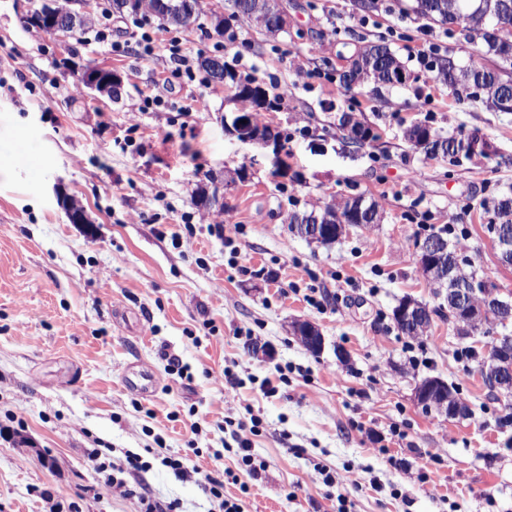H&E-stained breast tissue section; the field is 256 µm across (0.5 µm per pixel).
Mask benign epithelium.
<instances>
[{
	"label": "benign epithelium",
	"mask_w": 512,
	"mask_h": 512,
	"mask_svg": "<svg viewBox=\"0 0 512 512\" xmlns=\"http://www.w3.org/2000/svg\"><path fill=\"white\" fill-rule=\"evenodd\" d=\"M81 83L91 92L100 95H110L112 85L121 82L120 77L114 72L94 66L82 69ZM236 134L243 141H260L265 145L274 146V152H279L281 143L273 134L257 128L251 122L237 123ZM446 248L436 239L420 240L416 245V256L421 271H425L434 277L439 291L447 294L448 304L453 307V314L457 320H465L476 317L479 312L493 311L494 319L480 325V330L488 335L495 334L497 325L506 324L512 320V293H504L492 281L481 280V283L465 285L444 263ZM394 320L398 324L414 326L418 329L426 326V319L418 306L412 302H402L394 309ZM297 335L303 339L315 351L320 352L324 348L325 339L313 325L300 326ZM512 361V351L506 346H498L491 350L488 362L500 364V368L485 372L488 387L500 398V400L512 402V369L508 363ZM447 383L438 377H425L417 382L414 387L413 398L417 405H428L445 415L450 420L467 416V412L461 405L448 398Z\"/></svg>",
	"instance_id": "benign-epithelium-1"
}]
</instances>
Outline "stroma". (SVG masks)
Returning a JSON list of instances; mask_svg holds the SVG:
<instances>
[{
	"label": "stroma",
	"mask_w": 512,
	"mask_h": 512,
	"mask_svg": "<svg viewBox=\"0 0 512 512\" xmlns=\"http://www.w3.org/2000/svg\"><path fill=\"white\" fill-rule=\"evenodd\" d=\"M388 3L367 14L353 0H284L291 25L275 38L235 22L239 73L291 93L262 115L284 137L283 174L270 148L231 133L232 84L171 78L162 52L113 51L136 41L122 17L109 43L91 29L49 39L24 21L31 0H0V512H140L143 496L219 512L198 486L206 474L243 512H512V426L499 427L481 377L489 338L462 361L447 319L413 339L392 316L405 298L439 305L415 242L446 224L466 230L474 269L512 292L482 208L512 192V112L458 102L413 59L425 20L410 0ZM430 29L460 63L482 49ZM372 42L396 52L406 85L340 84ZM91 64L121 76L118 98L72 93ZM156 95L173 109L142 110ZM344 114L380 140L346 145ZM415 121L497 152L428 156L404 138ZM20 141L32 165L13 161ZM212 178L219 202L206 207ZM355 195L378 203L379 224L331 245L290 231L292 211ZM67 197L87 223H71ZM220 217L241 227L232 242ZM299 321L322 333V353L295 337ZM142 368L161 379L147 396L125 384ZM227 370L238 385L214 384ZM426 376L452 383L472 416L422 412L412 388ZM233 420L257 423L258 473L238 462ZM91 448L116 463L141 455L144 469L124 474L134 497L107 492ZM322 467L359 483L326 486Z\"/></svg>",
	"instance_id": "stroma-1"
}]
</instances>
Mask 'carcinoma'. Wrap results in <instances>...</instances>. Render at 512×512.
<instances>
[{"instance_id": "obj_1", "label": "carcinoma", "mask_w": 512, "mask_h": 512, "mask_svg": "<svg viewBox=\"0 0 512 512\" xmlns=\"http://www.w3.org/2000/svg\"><path fill=\"white\" fill-rule=\"evenodd\" d=\"M57 3L59 14L56 22L57 28L51 29L36 20L39 12L48 8L44 4L40 9L32 11V15L25 18V22L52 35H68L74 32L70 19L64 12L66 0H54ZM267 0H232L233 12L224 21L217 22L215 15H210V26L222 25L220 36L227 40L235 39L232 21L239 18L249 20L258 30L266 35L276 36L281 29L272 26L260 19L262 6ZM112 11L129 15L139 13L159 18L166 25H174L169 15L173 12H190L194 18L204 14L201 0H111ZM417 17L438 25L448 26V33H454L459 28V35L467 41H480L485 48V55L495 58L496 66L488 67L484 63V55L472 58L467 67H460L455 58L449 54L438 55L434 58L432 69L436 78L448 87L461 92H467L469 85L475 81L482 82L483 94L489 108L496 109L495 101L505 81L501 78L498 65L509 63L512 65V30L503 31L501 24L512 25V0H412L409 7ZM201 66L206 71L209 80L214 83L230 82L240 91L242 101L249 104L252 121L255 126L261 127L260 112L276 109L280 100L269 93L268 89L256 83L251 78L238 76L235 70L221 57L205 56ZM405 66L386 45H366L355 53L349 69L340 74V82L351 87L366 80H372L373 90L381 86H396L399 71ZM431 127L423 123H415L405 131V138L416 147H422L427 132ZM489 220L485 224L487 232H492L495 224L512 226V197H502L492 201V205H483ZM350 219L356 224H375L378 221V208L375 203L367 202L362 196L346 199L334 207L324 205L303 213L293 212L288 216V224L295 230H300L302 224H329L331 228L344 220Z\"/></svg>"}]
</instances>
